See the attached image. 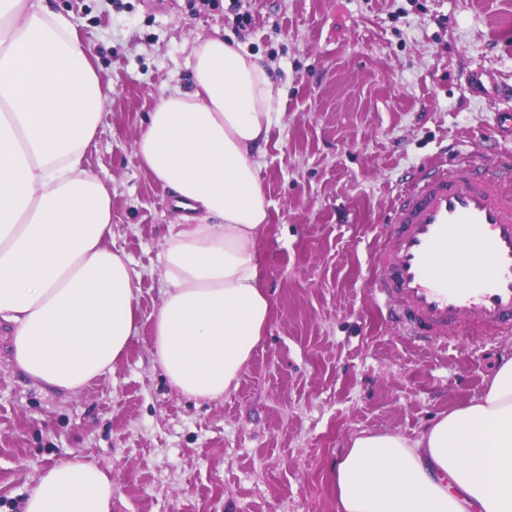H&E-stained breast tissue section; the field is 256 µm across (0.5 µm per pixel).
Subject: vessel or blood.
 <instances>
[{"label": "vessel or blood", "instance_id": "1", "mask_svg": "<svg viewBox=\"0 0 512 512\" xmlns=\"http://www.w3.org/2000/svg\"><path fill=\"white\" fill-rule=\"evenodd\" d=\"M373 289L408 335H512V156L428 167L396 197L372 256Z\"/></svg>", "mask_w": 512, "mask_h": 512}]
</instances>
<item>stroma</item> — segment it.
<instances>
[{"mask_svg": "<svg viewBox=\"0 0 512 512\" xmlns=\"http://www.w3.org/2000/svg\"><path fill=\"white\" fill-rule=\"evenodd\" d=\"M68 15L106 90L86 168L112 189V226L140 274V323L112 373L47 391L8 366L0 327V512L74 456L112 474V512H338L333 463L364 431L416 436L479 397L512 335L426 347L388 319L370 254L408 171L451 151L491 164L512 97V0H48ZM235 40L271 70L282 108L256 161L269 203L257 244L273 314L238 386L178 395L155 362L151 316L172 191L135 141L168 87L192 88L197 38Z\"/></svg>", "mask_w": 512, "mask_h": 512, "instance_id": "1", "label": "stroma"}]
</instances>
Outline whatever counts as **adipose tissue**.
Here are the masks:
<instances>
[{"label": "adipose tissue", "instance_id": "1", "mask_svg": "<svg viewBox=\"0 0 512 512\" xmlns=\"http://www.w3.org/2000/svg\"><path fill=\"white\" fill-rule=\"evenodd\" d=\"M192 90L167 89L136 154L173 191L152 352L195 400L236 387L272 305L256 244L269 204L255 160L281 91L220 37L196 39ZM101 79L46 0H0V323L9 366L76 393L111 372L137 332V271L112 232V190L85 167ZM338 512H512V358L487 391L416 437L361 433L332 466ZM23 512H112V478L74 457L42 470Z\"/></svg>", "mask_w": 512, "mask_h": 512}]
</instances>
